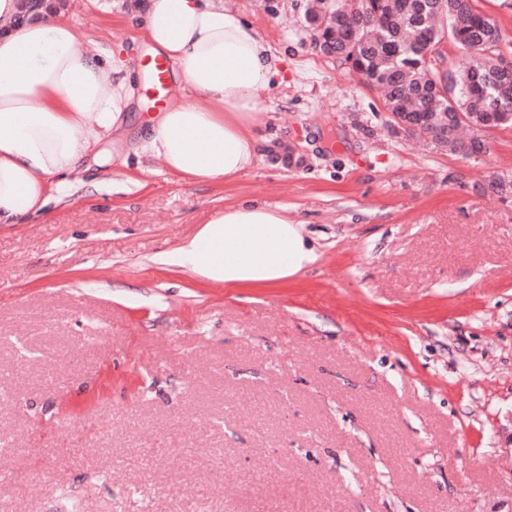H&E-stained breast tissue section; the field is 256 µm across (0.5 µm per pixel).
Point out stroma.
Returning <instances> with one entry per match:
<instances>
[{
  "label": "stroma",
  "mask_w": 512,
  "mask_h": 512,
  "mask_svg": "<svg viewBox=\"0 0 512 512\" xmlns=\"http://www.w3.org/2000/svg\"><path fill=\"white\" fill-rule=\"evenodd\" d=\"M281 59L232 181L90 167L0 225V512H512V127L479 161L395 130L315 47L310 0H225ZM134 0H68L145 61ZM295 146L300 164L276 159ZM287 208L273 288L160 263L217 209Z\"/></svg>",
  "instance_id": "stroma-1"
}]
</instances>
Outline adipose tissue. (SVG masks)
Here are the masks:
<instances>
[{"mask_svg":"<svg viewBox=\"0 0 512 512\" xmlns=\"http://www.w3.org/2000/svg\"><path fill=\"white\" fill-rule=\"evenodd\" d=\"M0 0V225L24 224L67 197L87 164L122 168L137 79L121 52L90 54L59 15L15 25ZM142 29L151 56L173 64L178 95L146 117L135 154L176 176L231 180L259 159L262 93L278 58L223 0H149ZM303 224L267 204L217 210L163 259L227 288L278 286L315 262Z\"/></svg>","mask_w":512,"mask_h":512,"instance_id":"obj_1","label":"adipose tissue"}]
</instances>
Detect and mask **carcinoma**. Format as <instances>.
Here are the masks:
<instances>
[{
    "label": "carcinoma",
    "mask_w": 512,
    "mask_h": 512,
    "mask_svg": "<svg viewBox=\"0 0 512 512\" xmlns=\"http://www.w3.org/2000/svg\"><path fill=\"white\" fill-rule=\"evenodd\" d=\"M307 21L336 60L384 91L394 127H416L435 148L468 159L483 130L512 126V57L473 0H336ZM445 37L465 54L451 68L435 61ZM488 189L512 201V176L492 177Z\"/></svg>",
    "instance_id": "obj_1"
}]
</instances>
